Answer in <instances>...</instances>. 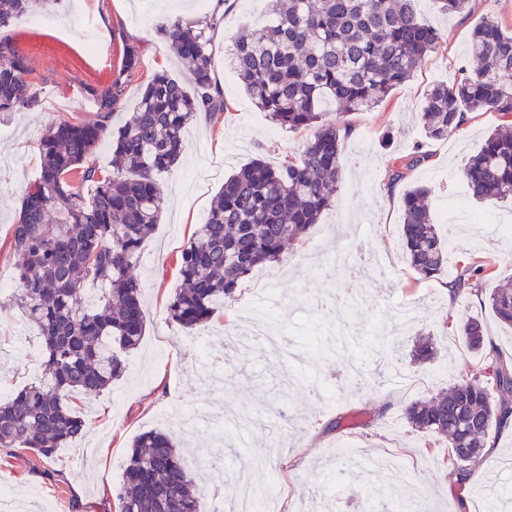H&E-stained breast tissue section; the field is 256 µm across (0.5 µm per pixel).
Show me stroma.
I'll return each instance as SVG.
<instances>
[{
	"label": "stroma",
	"mask_w": 512,
	"mask_h": 512,
	"mask_svg": "<svg viewBox=\"0 0 512 512\" xmlns=\"http://www.w3.org/2000/svg\"><path fill=\"white\" fill-rule=\"evenodd\" d=\"M421 20L441 35L407 83L381 105L344 114L342 181L332 206L279 261L242 279L234 300L194 330L171 322L167 305L180 282V254L203 224L225 179L253 157L273 165L297 154L306 129L275 125L238 84L224 48L242 23L263 20L265 0H233L213 36L212 65L224 85L227 111L201 113L185 132L178 164L160 174L167 195L161 224L145 240L138 269L145 283L146 330L142 344L125 357L126 372L111 388L79 396L86 434L43 461L33 452L0 448V512H118L122 461L133 440L156 428L169 432L191 457L213 452L218 470L198 469L197 490L205 512L237 494L241 460L256 457L255 486L282 487L281 512H357L374 488L384 490L381 512L399 503L418 512H491L480 487L494 485L512 502V428L503 430L478 478L459 483L442 460L447 444L414 431L403 409L447 384L467 378L479 356L445 319H475L486 346L512 362V327L503 325L486 295L512 277V235L497 236L498 224L512 225V204H488L468 192L463 168L487 132L500 124L494 112H474L466 128L428 138L421 106L428 87L475 70L468 52L472 29L494 15L512 30V0H471L465 14L443 12L436 0H418ZM197 0H49L41 22L16 20L0 29V40L24 56L37 96L25 112H0V278L15 277L10 252L14 224L26 187L40 173L39 141L52 123L91 121L95 107L88 88L125 80V102L112 115L120 127L135 108L142 85L165 69L189 82L156 27L173 16H197ZM141 46L137 70L124 76L127 44ZM427 161L407 170L396 192L389 177L400 157L413 151ZM431 190L435 224L444 225L449 197L483 225L482 234L461 230L442 276L418 280L402 252L403 196L408 187ZM375 251L380 274L353 280L329 254L357 245ZM497 259L483 295L450 296L448 283L463 260ZM282 338L270 351L254 340L235 346L260 319ZM433 337L437 354L411 363L416 335ZM42 340L9 293L0 292V397L34 382L41 373ZM447 367L448 377L431 381ZM352 471L343 488L324 485V471Z\"/></svg>",
	"instance_id": "1"
}]
</instances>
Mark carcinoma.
<instances>
[{
  "label": "carcinoma",
  "instance_id": "1",
  "mask_svg": "<svg viewBox=\"0 0 512 512\" xmlns=\"http://www.w3.org/2000/svg\"><path fill=\"white\" fill-rule=\"evenodd\" d=\"M37 0H0V27L33 13ZM268 20L244 24L226 48L244 92L276 124L310 129L300 154L274 167L257 157L230 175L215 195L206 223L180 256L181 285L168 303L170 320L185 329L207 323L255 268L279 259L305 235L336 198L341 180L343 129L329 109L343 113L383 103L413 77L440 45L437 30L422 22L413 0H268ZM218 10L177 16L157 27L192 79L188 89L164 70L144 84L135 112L118 129L112 114L122 104L120 80L93 93L97 119L62 121L40 138L42 166L25 191L10 251L15 259L14 302L37 327L44 361L37 382L0 402V447L30 450L44 461L81 439L85 420L72 398L102 393L122 376L124 355L145 334L143 283L134 273L142 244L161 221L166 194L156 175L171 169L184 148V131L200 112L227 109L212 71L211 46ZM469 51L481 67L448 83H435L422 103L431 138L448 134L471 112H497L480 150L463 176L479 200H512V33L492 16L476 26ZM30 68L0 41V112L36 105ZM105 139L115 165L104 173L88 163ZM91 183L86 197L75 182ZM430 190L415 186L403 197L402 246L421 280L441 275L447 250L431 222ZM495 262L462 266L453 293L479 292ZM97 284L93 302L85 285ZM488 305L512 326V285L492 289ZM459 335L483 353L482 324L468 320ZM434 343L418 340L416 362L434 358ZM414 430L448 443L449 474L470 475L487 444L512 422V368L484 356L470 377L437 396L404 408ZM120 512H204L195 478L168 433L139 435L123 461Z\"/></svg>",
  "mask_w": 512,
  "mask_h": 512
}]
</instances>
